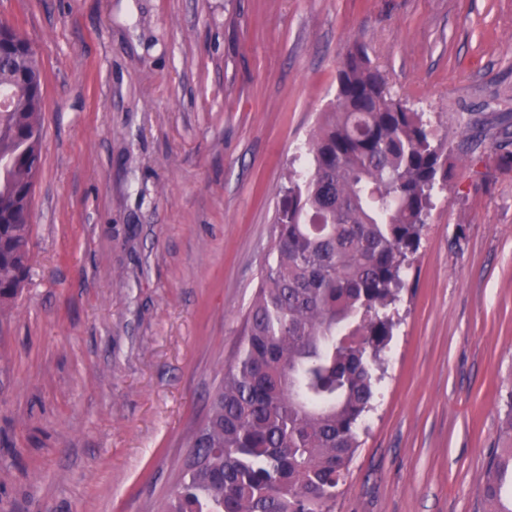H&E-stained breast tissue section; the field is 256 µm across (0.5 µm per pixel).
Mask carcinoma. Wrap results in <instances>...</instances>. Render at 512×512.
<instances>
[{
  "mask_svg": "<svg viewBox=\"0 0 512 512\" xmlns=\"http://www.w3.org/2000/svg\"><path fill=\"white\" fill-rule=\"evenodd\" d=\"M306 171L288 170L273 259L194 434L196 463L162 512H334L372 409L406 272L447 153L437 130L387 89L359 45L337 73ZM0 312L21 294L45 98L27 37L0 22ZM491 512H512V425L482 477Z\"/></svg>",
  "mask_w": 512,
  "mask_h": 512,
  "instance_id": "cac0c4a2",
  "label": "carcinoma"
}]
</instances>
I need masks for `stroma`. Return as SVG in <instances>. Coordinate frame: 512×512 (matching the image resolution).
Returning <instances> with one entry per match:
<instances>
[{"instance_id":"35a3bbf8","label":"stroma","mask_w":512,"mask_h":512,"mask_svg":"<svg viewBox=\"0 0 512 512\" xmlns=\"http://www.w3.org/2000/svg\"><path fill=\"white\" fill-rule=\"evenodd\" d=\"M41 174L0 315V512H158L235 360L290 161L365 47L445 137L336 512H487L512 409V0H0Z\"/></svg>"}]
</instances>
